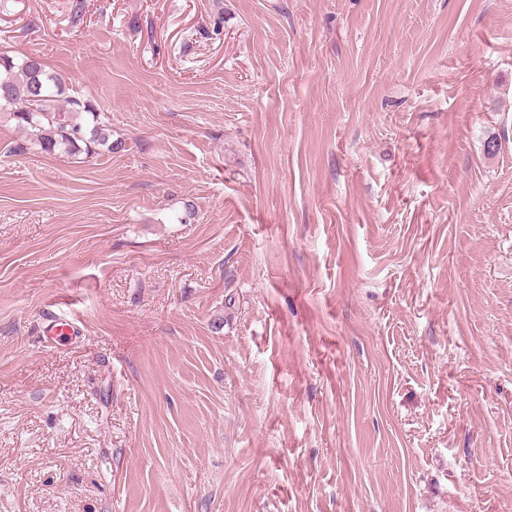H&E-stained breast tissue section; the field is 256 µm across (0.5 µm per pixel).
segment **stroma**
I'll return each mask as SVG.
<instances>
[{"mask_svg":"<svg viewBox=\"0 0 512 512\" xmlns=\"http://www.w3.org/2000/svg\"><path fill=\"white\" fill-rule=\"evenodd\" d=\"M1 49L112 146L0 119V512H512V0H0Z\"/></svg>","mask_w":512,"mask_h":512,"instance_id":"stroma-1","label":"stroma"}]
</instances>
